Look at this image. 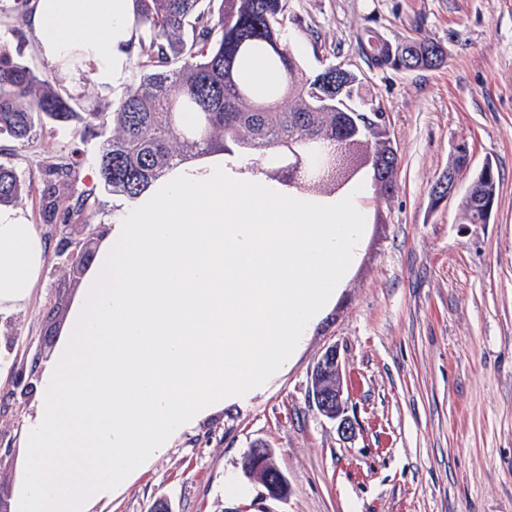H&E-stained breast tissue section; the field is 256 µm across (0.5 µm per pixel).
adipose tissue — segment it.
<instances>
[{
  "label": "adipose tissue",
  "instance_id": "ef3b65f1",
  "mask_svg": "<svg viewBox=\"0 0 512 512\" xmlns=\"http://www.w3.org/2000/svg\"><path fill=\"white\" fill-rule=\"evenodd\" d=\"M30 27L42 61L60 77L85 72L112 91L130 77L133 0H31ZM45 242L24 211L0 206V314L23 307L46 263Z\"/></svg>",
  "mask_w": 512,
  "mask_h": 512
}]
</instances>
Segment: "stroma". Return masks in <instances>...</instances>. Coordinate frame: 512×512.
Returning a JSON list of instances; mask_svg holds the SVG:
<instances>
[{
  "instance_id": "35a3bbf8",
  "label": "stroma",
  "mask_w": 512,
  "mask_h": 512,
  "mask_svg": "<svg viewBox=\"0 0 512 512\" xmlns=\"http://www.w3.org/2000/svg\"><path fill=\"white\" fill-rule=\"evenodd\" d=\"M287 39L313 72L335 63L360 74L361 95L388 117L400 160L395 184L363 200L368 229L336 303L312 328L294 363L246 405L225 407L183 431L111 499L91 512H512V0H290ZM399 43L440 44L434 69L369 68L365 27ZM103 127L85 138L48 125L28 141L0 139L31 191L18 200L48 243L30 302L0 314V512L23 484L27 424L38 375L62 339L77 281L61 255V224H105L113 195L100 172ZM499 175L489 223L463 220L459 198L432 190L457 144ZM73 168L86 210L43 219L45 168ZM350 372L354 437L317 410L310 375L329 347ZM273 448L288 496L266 497L247 479L250 447Z\"/></svg>"
}]
</instances>
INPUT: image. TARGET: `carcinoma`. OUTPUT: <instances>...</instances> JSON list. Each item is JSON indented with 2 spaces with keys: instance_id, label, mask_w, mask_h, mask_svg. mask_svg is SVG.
Masks as SVG:
<instances>
[{
  "instance_id": "cac0c4a2",
  "label": "carcinoma",
  "mask_w": 512,
  "mask_h": 512,
  "mask_svg": "<svg viewBox=\"0 0 512 512\" xmlns=\"http://www.w3.org/2000/svg\"><path fill=\"white\" fill-rule=\"evenodd\" d=\"M128 53L135 56L136 79L112 101V135L101 151L104 186L132 200L174 167L237 146L241 157L255 159L252 170L307 197L336 193V182L354 184L359 158L348 145L341 113L358 112L361 79L329 65L303 72L285 38L288 0H134ZM0 25L20 32L30 0H14ZM381 37L367 27L359 37L369 67L424 69L425 55L446 59L443 48L412 38L402 46L408 57L391 58L377 49ZM265 60L278 77L277 89L259 98L250 62ZM77 99L52 77L34 70L0 43V138L24 140L47 124L67 125L84 137L100 126V112H79ZM192 113V125L183 124ZM304 160L297 184L279 174L289 147ZM372 164L364 172L385 187L396 182L398 157L385 146L371 147ZM499 177H477L473 193L461 197L467 224H485L482 200L494 202ZM31 188L16 170L0 161V205L15 202ZM55 205L69 200L59 179L47 188Z\"/></svg>"
}]
</instances>
